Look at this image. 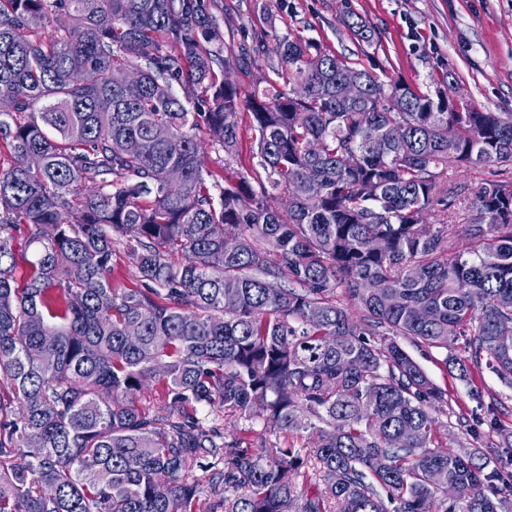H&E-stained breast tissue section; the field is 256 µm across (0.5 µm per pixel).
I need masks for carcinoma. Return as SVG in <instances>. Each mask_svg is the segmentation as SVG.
Listing matches in <instances>:
<instances>
[{"instance_id":"obj_1","label":"carcinoma","mask_w":512,"mask_h":512,"mask_svg":"<svg viewBox=\"0 0 512 512\" xmlns=\"http://www.w3.org/2000/svg\"><path fill=\"white\" fill-rule=\"evenodd\" d=\"M260 56L272 75L244 98L207 0H0V512H167L160 485L182 512H499L512 492L439 443L447 390L403 346L463 337L454 378L512 386V181L466 224L443 181L511 167L512 113L312 39L260 36L239 60ZM243 106L256 164L221 178L204 144L236 156ZM121 243L139 287L114 286ZM217 410L317 435L324 490L299 494L294 448L225 442Z\"/></svg>"}]
</instances>
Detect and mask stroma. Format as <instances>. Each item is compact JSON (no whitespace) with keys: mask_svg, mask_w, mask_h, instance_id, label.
I'll return each mask as SVG.
<instances>
[{"mask_svg":"<svg viewBox=\"0 0 512 512\" xmlns=\"http://www.w3.org/2000/svg\"><path fill=\"white\" fill-rule=\"evenodd\" d=\"M219 16L224 31L227 76L242 93H251L265 62L242 65L235 56L239 44L263 35L267 42L282 37L313 38L356 68H372L393 79H403L422 91H434L453 76L454 98L487 112H512V0H221ZM363 20L371 32L364 40L349 29L347 16ZM512 178V169L496 166H451L448 184L455 187L454 216L473 217L472 203L490 180ZM428 375L448 389V400L434 412L439 439L455 451L477 446L489 469L512 473V447L502 431L512 432V388L489 370L470 382L451 378L444 370L442 352L413 349ZM468 426H460L458 414ZM501 425L492 432L491 423ZM249 429L255 447L291 445L316 467V436L304 433L290 439L264 429L260 420L236 419L224 429L225 441Z\"/></svg>","mask_w":512,"mask_h":512,"instance_id":"stroma-1","label":"stroma"}]
</instances>
